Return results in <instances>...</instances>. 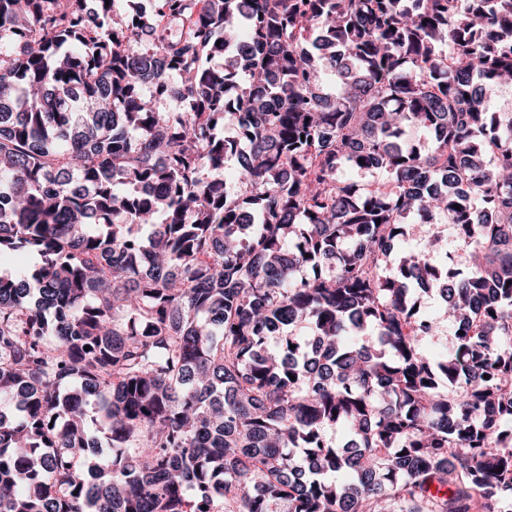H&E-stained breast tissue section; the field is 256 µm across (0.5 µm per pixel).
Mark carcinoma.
<instances>
[{
  "label": "carcinoma",
  "instance_id": "carcinoma-1",
  "mask_svg": "<svg viewBox=\"0 0 512 512\" xmlns=\"http://www.w3.org/2000/svg\"><path fill=\"white\" fill-rule=\"evenodd\" d=\"M124 2L0 0V512H512V0Z\"/></svg>",
  "mask_w": 512,
  "mask_h": 512
}]
</instances>
